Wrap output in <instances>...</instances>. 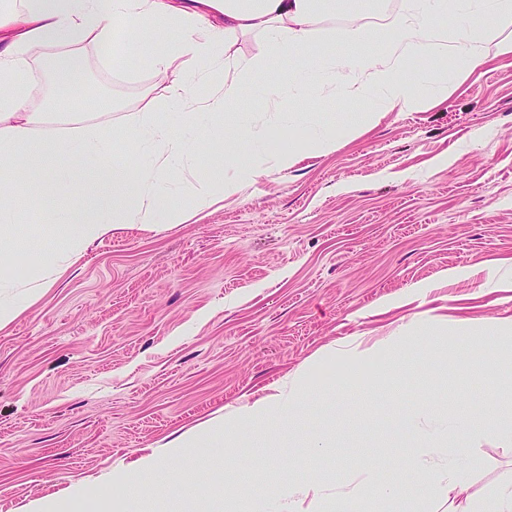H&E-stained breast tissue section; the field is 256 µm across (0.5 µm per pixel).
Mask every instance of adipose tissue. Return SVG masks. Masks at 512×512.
<instances>
[{
	"mask_svg": "<svg viewBox=\"0 0 512 512\" xmlns=\"http://www.w3.org/2000/svg\"><path fill=\"white\" fill-rule=\"evenodd\" d=\"M374 7L373 0H0V223L16 221L13 191L19 185L77 217L60 227L65 253L28 251L30 284L55 281L67 261L112 230L129 224L151 230L161 218L183 223L188 211L207 210L238 194L268 167L283 170L296 163L294 153L269 156L257 150L268 133L264 126L241 128L240 139L252 146L249 153L232 150L226 108L247 97L250 77L265 65L233 53L242 38L266 37L275 56L301 61L288 88L268 89L272 104H279L285 91L300 95L320 80L350 101L370 102L371 123L384 112L423 111L446 99L452 83L484 66L490 52L512 54V41L501 36L512 27V0H408L384 24L371 27L365 20ZM339 12L350 20L349 53L309 56L317 42L316 20ZM115 20L128 30L113 64L131 54L137 32L153 31L161 48L150 66L165 81V104L177 108L170 119L148 111L128 113L122 131L136 157L132 163L113 158L111 111L78 116L55 129L48 125L45 103L31 93L33 73L41 68L51 71L55 84L69 83L84 68V44L110 43ZM374 43L382 50L373 56L368 48ZM202 58L209 59L208 70L195 67ZM452 61L460 62L458 71H449ZM201 85L206 93H198ZM178 124L193 128L194 140L176 135ZM198 142L213 147L214 160L190 183L182 205L173 200L180 181L176 166L193 160ZM72 148L94 163L90 187L79 186L77 170H57L47 162L49 153ZM278 408L277 397L258 400L221 426L179 437L171 452L182 454L219 430L229 445H236L245 426L272 420ZM478 435L512 442V413L489 423L459 413L448 428L424 437L406 468L417 472L427 461L444 460V468L428 480L388 483L376 467L350 492L337 494L334 504L314 489L304 501L289 496L288 512H359L357 504L367 494L421 512L423 502L441 488L454 494L451 512H512V478L480 500L470 491L479 463L467 447ZM31 512H112V501L77 487L61 500H35Z\"/></svg>",
	"mask_w": 512,
	"mask_h": 512,
	"instance_id": "1",
	"label": "adipose tissue"
}]
</instances>
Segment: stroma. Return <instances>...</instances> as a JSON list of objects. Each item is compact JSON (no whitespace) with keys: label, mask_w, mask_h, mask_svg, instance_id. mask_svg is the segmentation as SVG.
<instances>
[{"label":"stroma","mask_w":512,"mask_h":512,"mask_svg":"<svg viewBox=\"0 0 512 512\" xmlns=\"http://www.w3.org/2000/svg\"><path fill=\"white\" fill-rule=\"evenodd\" d=\"M157 49L142 35L136 62L110 71L104 48L86 45L78 81L59 92L42 70L32 92L52 99L55 123L91 96L120 128L129 107L164 109L144 63ZM297 65L257 75L242 113L261 123L266 87ZM288 109L294 122L263 147L295 146L292 167L185 223L112 232L37 300L0 289L26 305L0 330V512L75 486L111 488L112 512H287L286 480L332 499L379 462L402 464L419 431L449 415L485 421L512 405L502 378L488 406L483 375L512 345L456 327L512 317V56L429 109L371 126L338 95ZM313 123L335 132V151L309 148ZM17 196L0 247L63 248L49 205L22 187ZM302 368L294 431L252 425L250 447L217 435L170 456L173 438L244 411ZM469 451L477 495L512 477V446ZM149 455L159 466L130 485L126 472Z\"/></svg>","instance_id":"obj_1"}]
</instances>
